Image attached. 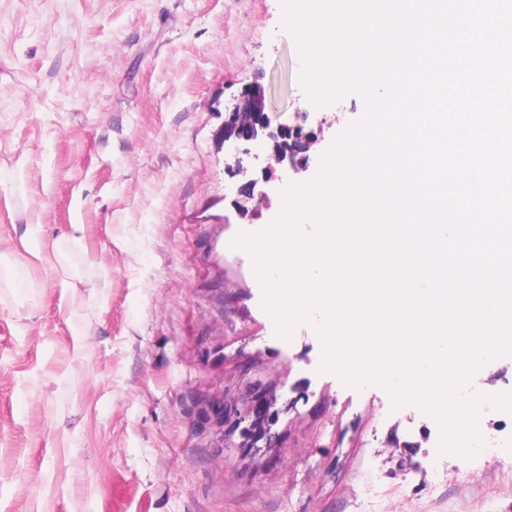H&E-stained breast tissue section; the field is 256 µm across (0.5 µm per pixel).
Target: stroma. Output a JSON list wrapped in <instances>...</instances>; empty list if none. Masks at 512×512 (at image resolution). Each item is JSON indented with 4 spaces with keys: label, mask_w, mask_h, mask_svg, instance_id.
<instances>
[{
    "label": "stroma",
    "mask_w": 512,
    "mask_h": 512,
    "mask_svg": "<svg viewBox=\"0 0 512 512\" xmlns=\"http://www.w3.org/2000/svg\"><path fill=\"white\" fill-rule=\"evenodd\" d=\"M283 16L0 0V512H512V447L441 451L418 405L322 371L315 327L278 335L234 244L226 105L261 84L278 122L321 123L319 158L366 112L355 90L312 102ZM254 398L274 447L233 427Z\"/></svg>",
    "instance_id": "stroma-1"
}]
</instances>
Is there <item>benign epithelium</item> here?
I'll return each mask as SVG.
<instances>
[{
  "label": "benign epithelium",
  "mask_w": 512,
  "mask_h": 512,
  "mask_svg": "<svg viewBox=\"0 0 512 512\" xmlns=\"http://www.w3.org/2000/svg\"><path fill=\"white\" fill-rule=\"evenodd\" d=\"M297 119L293 125L273 124L259 85L244 91L229 110L222 131L224 154L234 160L229 193L243 215L258 214L270 195L284 188L286 177L308 171L314 161L313 147L322 128L311 127L306 112L299 113ZM200 402L210 409L207 421L224 423L223 401L202 396ZM264 416L259 409L238 412L242 434L250 435Z\"/></svg>",
  "instance_id": "1"
}]
</instances>
